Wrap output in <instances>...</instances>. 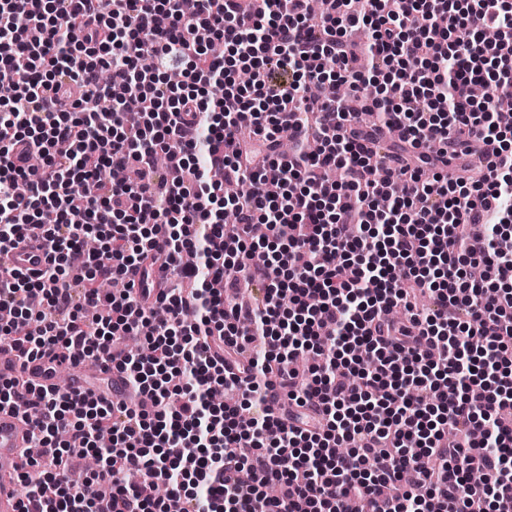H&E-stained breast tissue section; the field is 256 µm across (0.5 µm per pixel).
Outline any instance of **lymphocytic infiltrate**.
Instances as JSON below:
<instances>
[{"label": "lymphocytic infiltrate", "instance_id": "f902f5d3", "mask_svg": "<svg viewBox=\"0 0 512 512\" xmlns=\"http://www.w3.org/2000/svg\"><path fill=\"white\" fill-rule=\"evenodd\" d=\"M243 2L0 0V256L50 254L0 272V338L115 355L155 403L1 382L39 449L20 512H512V0ZM359 107L399 132L379 176ZM48 254L38 233H31L17 248L2 257V266L29 271L45 264Z\"/></svg>", "mask_w": 512, "mask_h": 512}]
</instances>
